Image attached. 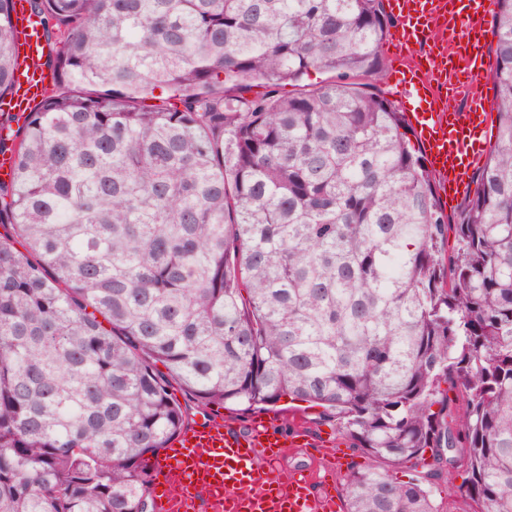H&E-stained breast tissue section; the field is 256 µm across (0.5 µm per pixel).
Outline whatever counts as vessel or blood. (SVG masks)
<instances>
[{
    "label": "vessel or blood",
    "instance_id": "1",
    "mask_svg": "<svg viewBox=\"0 0 512 512\" xmlns=\"http://www.w3.org/2000/svg\"><path fill=\"white\" fill-rule=\"evenodd\" d=\"M390 8L398 18L390 38L396 94L452 207L466 196L488 146L493 93L485 44L493 0H391ZM12 21L18 68L10 105L22 113L45 92L38 61L46 41L26 0H16ZM285 446L278 425L260 419L237 430L214 413L188 425L148 464L157 512H340L339 497L315 487V475L281 476L275 463Z\"/></svg>",
    "mask_w": 512,
    "mask_h": 512
}]
</instances>
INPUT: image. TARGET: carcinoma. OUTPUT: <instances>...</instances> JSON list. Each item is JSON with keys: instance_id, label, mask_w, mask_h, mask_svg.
Segmentation results:
<instances>
[{"instance_id": "cac0c4a2", "label": "carcinoma", "mask_w": 512, "mask_h": 512, "mask_svg": "<svg viewBox=\"0 0 512 512\" xmlns=\"http://www.w3.org/2000/svg\"><path fill=\"white\" fill-rule=\"evenodd\" d=\"M29 2L54 85L0 184V512H154L175 384L201 409L320 408L368 460L344 512H438L459 465L473 512H512V0L496 141L453 224L361 81L383 0Z\"/></svg>"}]
</instances>
